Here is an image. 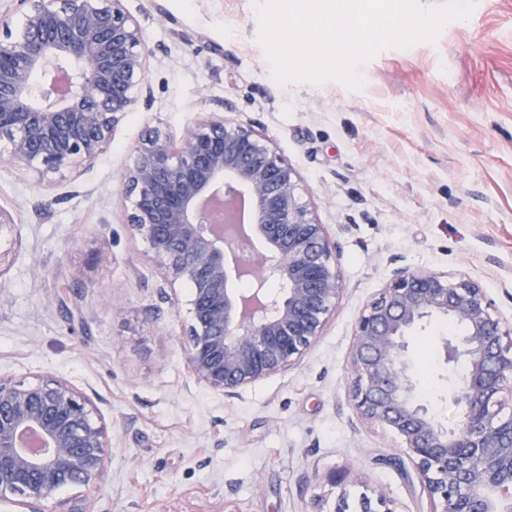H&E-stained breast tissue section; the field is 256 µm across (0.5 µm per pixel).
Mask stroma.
<instances>
[{"label": "stroma", "mask_w": 512, "mask_h": 512, "mask_svg": "<svg viewBox=\"0 0 512 512\" xmlns=\"http://www.w3.org/2000/svg\"><path fill=\"white\" fill-rule=\"evenodd\" d=\"M148 49L149 108L93 164L40 182L0 164L14 246L0 263V375L66 380L108 428L90 489L42 512H333L381 493L429 512L399 438L360 424L350 394L355 320L397 266L463 274L512 317V0H476L436 44L378 52L364 87L282 88L251 0H125ZM251 122L297 171L336 244L343 295L303 360L227 398L189 374L190 290L169 288L127 223L120 177L145 131L180 139L200 111ZM40 275H33V268ZM435 322L434 413L457 416Z\"/></svg>", "instance_id": "1"}]
</instances>
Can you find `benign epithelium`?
I'll list each match as a JSON object with an SVG mask.
<instances>
[{
  "instance_id": "obj_1",
  "label": "benign epithelium",
  "mask_w": 512,
  "mask_h": 512,
  "mask_svg": "<svg viewBox=\"0 0 512 512\" xmlns=\"http://www.w3.org/2000/svg\"><path fill=\"white\" fill-rule=\"evenodd\" d=\"M0 15V162L46 177L94 162L146 88L147 49L124 0H15ZM123 173L128 224L164 284L192 288L187 367L235 397L311 350L342 295L336 246L300 179L253 125L209 112L180 146L152 130ZM14 220L0 207V261ZM277 289H269V283ZM433 320L461 369L458 413L441 422L416 395L409 339ZM358 420L397 434L430 512H512V319L473 279L395 267L354 326ZM88 396L55 378L0 377V499L41 503L90 487L108 436ZM358 512H396L383 494Z\"/></svg>"
}]
</instances>
